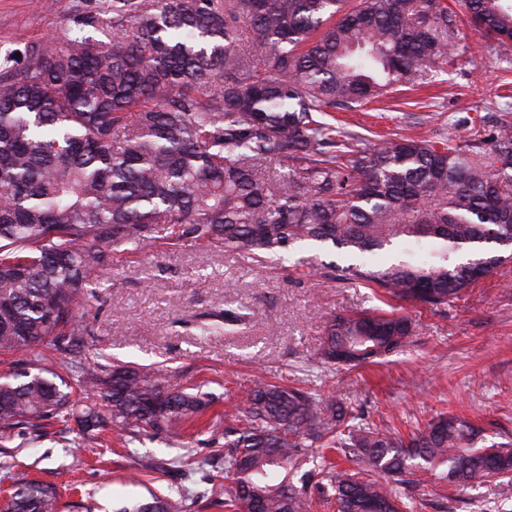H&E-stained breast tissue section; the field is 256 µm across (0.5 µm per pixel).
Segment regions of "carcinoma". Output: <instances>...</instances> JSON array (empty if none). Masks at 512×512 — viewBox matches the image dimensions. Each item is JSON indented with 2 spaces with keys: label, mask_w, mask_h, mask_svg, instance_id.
Masks as SVG:
<instances>
[{
  "label": "carcinoma",
  "mask_w": 512,
  "mask_h": 512,
  "mask_svg": "<svg viewBox=\"0 0 512 512\" xmlns=\"http://www.w3.org/2000/svg\"><path fill=\"white\" fill-rule=\"evenodd\" d=\"M466 24L512 41V0H461ZM106 28V39L84 31ZM442 0H112L62 42L0 55V352L26 354L0 379V439L22 424L109 427L125 445L194 420L209 405L154 372L91 361L47 364L44 343L83 346L81 301L112 249L174 241L252 260L327 249L325 274L381 300L439 308L512 259V124L463 141L411 136L372 150L324 120L462 57ZM245 314L201 322L236 329ZM392 310L338 314L318 354L356 367L412 334ZM478 427L450 411L408 437L350 423L338 396L256 382L224 427V507L249 487L261 512H309L308 490L336 512L411 509L408 490L464 491L490 476L512 487V440L476 447ZM313 448L342 450L353 468ZM291 474L264 482L267 469ZM188 493L124 512H188ZM5 512H58L54 488L14 481Z\"/></svg>",
  "instance_id": "carcinoma-1"
}]
</instances>
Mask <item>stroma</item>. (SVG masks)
Here are the masks:
<instances>
[{"label":"stroma","mask_w":512,"mask_h":512,"mask_svg":"<svg viewBox=\"0 0 512 512\" xmlns=\"http://www.w3.org/2000/svg\"><path fill=\"white\" fill-rule=\"evenodd\" d=\"M111 9L112 0H0V53L65 39L82 18ZM466 42L463 58L373 104L328 109V118L355 134L362 149L400 136L435 141L451 131L464 138L475 120L488 130L512 123V44L473 29ZM157 230L146 248L113 251L111 268L83 302L82 355L167 374L208 393L209 409L194 424L144 435L129 447L116 431L87 442L56 420L35 439L16 428L0 447V498L26 477L56 488L60 512H124L187 487L191 512H225L215 485L221 467L211 455L224 443L225 415L243 405L260 377L340 396L356 422L405 435L450 410L483 428L487 442L512 438V260L448 306L402 303L412 334L376 363L350 368L322 363L317 349L330 315L378 307L370 288L324 277L308 250L255 263L218 247L171 245L170 228ZM228 306L247 310L245 325L221 336L198 334L197 322ZM181 456L206 464L186 475L173 464ZM498 493L492 477L463 492L431 483L413 497L416 512H512V501L500 503Z\"/></svg>","instance_id":"obj_1"}]
</instances>
